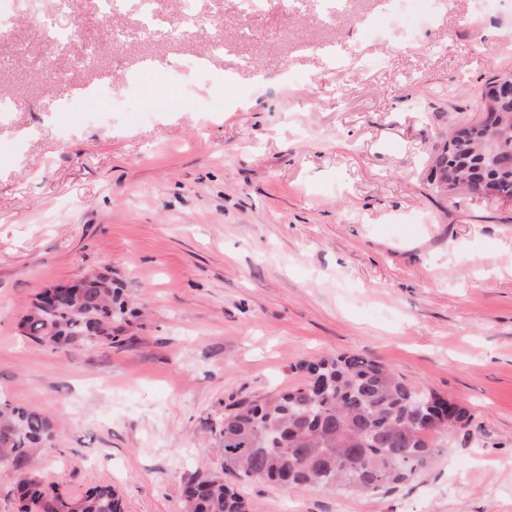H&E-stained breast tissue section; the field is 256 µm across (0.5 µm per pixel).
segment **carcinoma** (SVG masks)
<instances>
[{"mask_svg": "<svg viewBox=\"0 0 512 512\" xmlns=\"http://www.w3.org/2000/svg\"><path fill=\"white\" fill-rule=\"evenodd\" d=\"M484 83L495 103L490 126L470 120L451 125L433 147L428 183L441 193L453 183L472 194L486 186L512 200V93ZM36 312L21 318L34 343L69 352L85 345L110 346L136 316L112 271L86 275L71 285L43 289ZM306 381L266 396L224 405L212 432L219 437L221 472H199L183 484L184 512H254L224 476L275 488L310 486L331 490L389 492L418 478L434 463L448 434L470 427L472 415L447 398L387 365L357 354L301 365ZM50 417L38 410L0 403V476L18 479V512H61L58 485L28 472L33 454L53 443ZM74 512H122L110 485L75 498Z\"/></svg>", "mask_w": 512, "mask_h": 512, "instance_id": "1", "label": "carcinoma"}]
</instances>
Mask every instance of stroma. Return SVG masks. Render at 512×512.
I'll return each instance as SVG.
<instances>
[{
	"label": "stroma",
	"instance_id": "1",
	"mask_svg": "<svg viewBox=\"0 0 512 512\" xmlns=\"http://www.w3.org/2000/svg\"><path fill=\"white\" fill-rule=\"evenodd\" d=\"M158 8L146 38L135 12L107 24L71 0L90 67L79 41L43 52L29 18L56 0H14L0 24V96L18 104L0 117V400L56 432L30 472L74 498L112 485L123 512H183V482L220 467L225 403L356 353L466 407L467 433L388 493L241 484L255 512H512V200L428 185L435 142L512 70V0H439L382 35L361 27L379 0L331 27L314 0L248 21L199 0L222 13L221 55L201 34L171 42L179 0ZM191 54L209 83L181 77ZM165 96L181 110L142 111ZM107 269L138 310L118 345L64 353L20 331L44 288Z\"/></svg>",
	"mask_w": 512,
	"mask_h": 512
}]
</instances>
